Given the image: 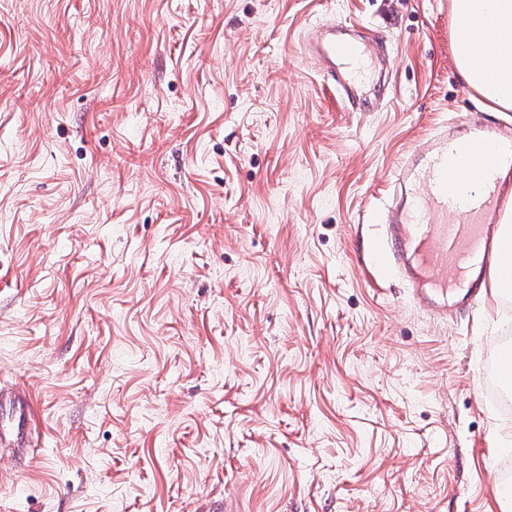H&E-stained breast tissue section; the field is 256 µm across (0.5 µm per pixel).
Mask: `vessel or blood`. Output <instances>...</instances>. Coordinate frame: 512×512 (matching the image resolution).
I'll return each mask as SVG.
<instances>
[{
  "instance_id": "obj_1",
  "label": "vessel or blood",
  "mask_w": 512,
  "mask_h": 512,
  "mask_svg": "<svg viewBox=\"0 0 512 512\" xmlns=\"http://www.w3.org/2000/svg\"><path fill=\"white\" fill-rule=\"evenodd\" d=\"M348 108L364 109L368 48L364 41L322 26L308 46ZM512 129L486 125L460 139L441 130L407 153L392 184L395 207L367 237L366 266L373 274L399 272L413 298L432 316L448 314V289L459 307L477 304L504 260L503 242L512 231L501 214L512 204ZM479 191L465 194L461 172ZM0 413L9 417L8 443L18 451L31 445L39 420L32 395L0 389Z\"/></svg>"
}]
</instances>
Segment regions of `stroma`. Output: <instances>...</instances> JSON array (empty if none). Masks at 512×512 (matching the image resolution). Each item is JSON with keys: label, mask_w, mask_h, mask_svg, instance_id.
Wrapping results in <instances>:
<instances>
[{"label": "stroma", "mask_w": 512, "mask_h": 512, "mask_svg": "<svg viewBox=\"0 0 512 512\" xmlns=\"http://www.w3.org/2000/svg\"><path fill=\"white\" fill-rule=\"evenodd\" d=\"M377 31L338 98L316 26ZM450 0H0V512H512L498 291L447 320L358 225L437 126L512 125ZM0 412L9 417L11 433L8 440L11 448H17L18 460L24 457L26 448H31L32 432L38 428V412L35 401L28 391L0 389Z\"/></svg>", "instance_id": "stroma-1"}]
</instances>
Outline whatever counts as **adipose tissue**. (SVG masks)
Here are the masks:
<instances>
[{
	"label": "adipose tissue",
	"instance_id": "adipose-tissue-1",
	"mask_svg": "<svg viewBox=\"0 0 512 512\" xmlns=\"http://www.w3.org/2000/svg\"><path fill=\"white\" fill-rule=\"evenodd\" d=\"M456 67L487 102L512 112V0H451Z\"/></svg>",
	"mask_w": 512,
	"mask_h": 512
}]
</instances>
